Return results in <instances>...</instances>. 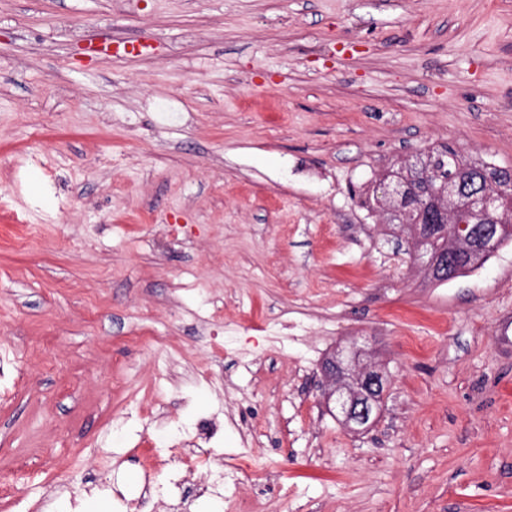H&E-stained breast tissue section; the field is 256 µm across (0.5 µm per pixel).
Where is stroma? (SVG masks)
<instances>
[{
	"mask_svg": "<svg viewBox=\"0 0 512 512\" xmlns=\"http://www.w3.org/2000/svg\"><path fill=\"white\" fill-rule=\"evenodd\" d=\"M446 143L512 167V0H0V512H512V244L440 284L366 205ZM341 354L334 353L321 364L324 395L328 400L335 397L342 422L349 430H364L376 420L374 411L383 398L386 380L376 365L352 367L344 363Z\"/></svg>",
	"mask_w": 512,
	"mask_h": 512,
	"instance_id": "stroma-1",
	"label": "stroma"
}]
</instances>
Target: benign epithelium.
Segmentation results:
<instances>
[{"instance_id": "obj_1", "label": "benign epithelium", "mask_w": 512, "mask_h": 512, "mask_svg": "<svg viewBox=\"0 0 512 512\" xmlns=\"http://www.w3.org/2000/svg\"><path fill=\"white\" fill-rule=\"evenodd\" d=\"M415 168L418 173L415 183L384 182L379 185L380 193L394 199L401 214L407 208L419 211L418 223L412 225L413 233L408 242L410 260L425 266L434 277L445 273L451 276L458 269L459 256L432 253L426 249V244L440 232V224L435 219L436 213L441 211L440 200L454 196L459 188L450 178L434 193L429 187L428 161H418ZM465 194L460 217L451 225L452 239L464 243L469 256L487 253L494 248L497 233L494 213L500 194L489 191L482 184L470 187ZM321 372L325 382L324 395L329 400L335 399L343 424L354 431L369 428L375 422L374 411L386 388L382 371L373 364H346L341 355L334 354L323 360Z\"/></svg>"}]
</instances>
